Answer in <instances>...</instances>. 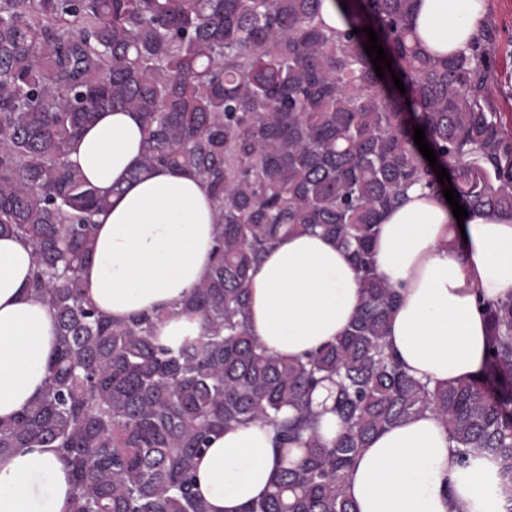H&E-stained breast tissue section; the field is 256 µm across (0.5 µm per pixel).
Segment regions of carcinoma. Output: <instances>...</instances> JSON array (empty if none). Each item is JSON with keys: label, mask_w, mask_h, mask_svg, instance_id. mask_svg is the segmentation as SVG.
<instances>
[{"label": "carcinoma", "mask_w": 512, "mask_h": 512, "mask_svg": "<svg viewBox=\"0 0 512 512\" xmlns=\"http://www.w3.org/2000/svg\"><path fill=\"white\" fill-rule=\"evenodd\" d=\"M346 3L343 30L322 0H0V235L33 249L30 295L57 324L40 396L0 420V456L52 448L69 467L72 512H208L196 460L212 432L261 421L279 471L243 512H357L344 483L383 432L432 413L463 466L512 475V297L478 301L490 328L483 375L431 384L387 343L398 289L376 268L380 220L407 189L442 188L415 145L424 128L466 208L512 214V125L494 105L498 29L470 52L423 53L416 0ZM371 26L392 57L377 77ZM136 112L147 130L137 179L156 167L198 176L215 205L216 253L183 303L204 332L171 347L159 313L116 322L86 297L94 217L109 193L68 156L100 112ZM322 233L361 289L347 331L288 359L249 331L250 273L281 237ZM340 432L316 429L313 396Z\"/></svg>", "instance_id": "1"}]
</instances>
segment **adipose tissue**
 Instances as JSON below:
<instances>
[{
	"label": "adipose tissue",
	"mask_w": 512,
	"mask_h": 512,
	"mask_svg": "<svg viewBox=\"0 0 512 512\" xmlns=\"http://www.w3.org/2000/svg\"><path fill=\"white\" fill-rule=\"evenodd\" d=\"M425 52L465 53L480 34L486 0H417ZM145 128L137 113H99L69 154L91 184L109 191L97 219L94 259L83 269L90 301L113 320L166 310L155 334L169 346L200 335L183 301L210 273L215 207L189 172L158 167L139 179ZM378 272L401 293L387 335L410 374L448 384L474 378L490 344L477 300L512 296V216L469 212L457 222L443 193L414 186L386 212L374 243ZM30 244L0 237V419L40 395L57 348L50 310L28 292ZM249 329L267 350L298 357L332 342L358 306L344 250L322 234L281 238L252 272ZM278 469L271 425L210 437L196 489L209 512H241L266 494ZM506 476L486 461L459 464L443 423L416 417L373 439L344 484L358 512H512ZM0 512H72L67 462L49 448L0 457Z\"/></svg>",
	"instance_id": "obj_1"
}]
</instances>
